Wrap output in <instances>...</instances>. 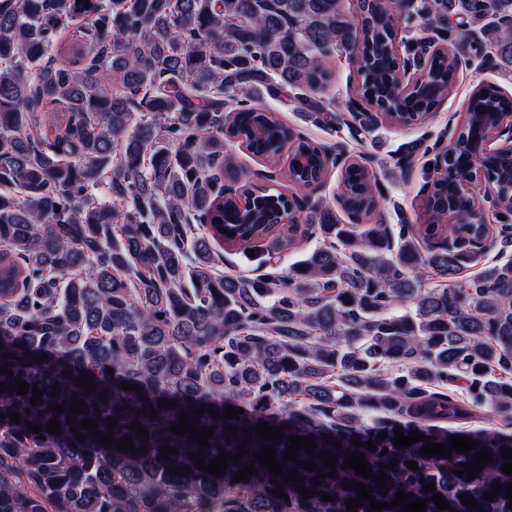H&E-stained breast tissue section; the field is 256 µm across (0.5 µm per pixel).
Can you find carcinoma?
<instances>
[{
    "label": "carcinoma",
    "mask_w": 512,
    "mask_h": 512,
    "mask_svg": "<svg viewBox=\"0 0 512 512\" xmlns=\"http://www.w3.org/2000/svg\"><path fill=\"white\" fill-rule=\"evenodd\" d=\"M488 17L481 35L462 32L468 59L512 65V0H0V368L13 372L0 371V385L21 380L43 393L33 406L31 390L0 392V512H367L368 501L347 509L354 480L378 502L400 490L425 499V512H512V474L502 471L512 431L463 427L486 406L512 418V257L484 262L480 251L432 244L451 231L444 214L468 207L455 179L473 130L509 106L499 91L475 90L445 168L434 169L431 221L418 233L393 230L365 205L362 173L346 198L363 209L357 224L340 223L320 197L298 219L281 192L244 188V211L224 196V179L250 181L224 156L233 137L271 161L289 151L285 177L299 186L321 179L344 149L296 135L260 106L261 94L310 99L338 53L367 67L363 96L394 101L397 22L453 35ZM448 80V60L433 59L429 91L405 106L427 116ZM315 108L324 126L343 123L346 106L317 99ZM298 220L320 241L306 258L250 276L219 270L214 244L248 256L273 235L286 250ZM479 263L475 279L448 287ZM83 374L97 387L88 395L75 383ZM454 381L464 383L459 395L448 392ZM74 397L87 403L74 422L129 435L139 452L106 449L81 427L78 441L67 414L49 408L67 411ZM230 405L239 418L223 417ZM183 413L213 429L207 462L237 454L265 422L284 438L253 436L215 478L189 457L200 446L169 431ZM53 418L61 434L30 431ZM135 421L148 440L129 430ZM227 424L238 433L225 436ZM397 430L425 439L401 448ZM291 435L313 437L317 449L298 458L318 468L285 462L283 472L302 477L293 483L257 462L258 474L233 480L267 445L283 460ZM453 435L480 441L494 462L469 481L454 471L475 451L419 454ZM165 445L178 450L170 462ZM353 452L387 475L382 493L344 468ZM171 464L189 472L171 475ZM333 470L338 477L314 485ZM495 483L497 499H483Z\"/></svg>",
    "instance_id": "carcinoma-1"
}]
</instances>
